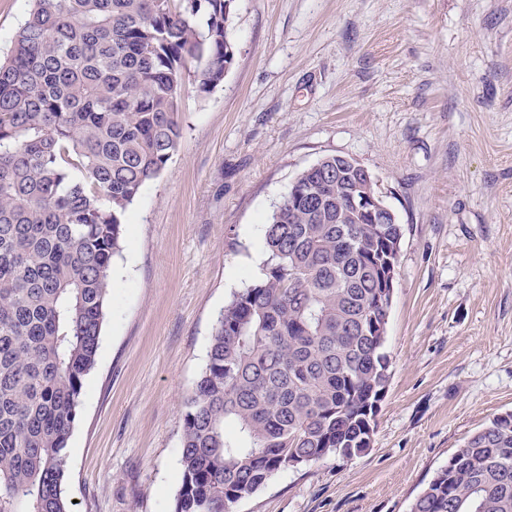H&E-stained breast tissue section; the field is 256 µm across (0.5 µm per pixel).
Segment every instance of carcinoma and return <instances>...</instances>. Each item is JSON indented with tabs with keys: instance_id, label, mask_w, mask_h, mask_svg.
Returning <instances> with one entry per match:
<instances>
[{
	"instance_id": "carcinoma-1",
	"label": "carcinoma",
	"mask_w": 512,
	"mask_h": 512,
	"mask_svg": "<svg viewBox=\"0 0 512 512\" xmlns=\"http://www.w3.org/2000/svg\"><path fill=\"white\" fill-rule=\"evenodd\" d=\"M0 58V512H71L67 446L96 363L124 218L235 49L224 0H32ZM264 232L185 403L174 512H227L270 477L371 446L390 379L379 294L402 224L350 208L336 157ZM410 512H512V412L471 434Z\"/></svg>"
}]
</instances>
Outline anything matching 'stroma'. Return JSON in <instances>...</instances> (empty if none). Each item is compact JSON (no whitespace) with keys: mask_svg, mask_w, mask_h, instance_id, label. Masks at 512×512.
<instances>
[{"mask_svg":"<svg viewBox=\"0 0 512 512\" xmlns=\"http://www.w3.org/2000/svg\"><path fill=\"white\" fill-rule=\"evenodd\" d=\"M235 61L125 216L68 447L72 512H173L185 399L304 169L356 160L404 226L372 445L276 472L234 512H410L512 411V0H235Z\"/></svg>","mask_w":512,"mask_h":512,"instance_id":"35a3bbf8","label":"stroma"}]
</instances>
